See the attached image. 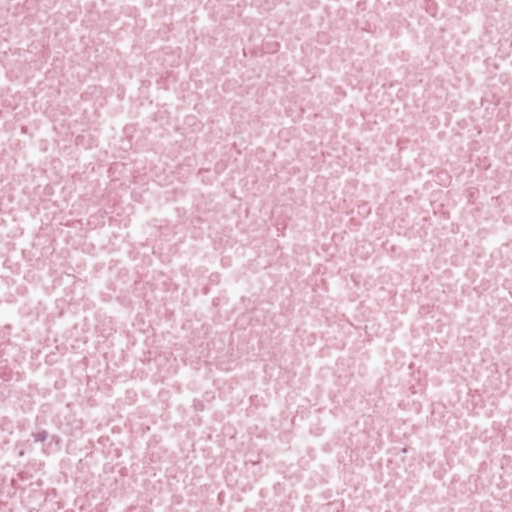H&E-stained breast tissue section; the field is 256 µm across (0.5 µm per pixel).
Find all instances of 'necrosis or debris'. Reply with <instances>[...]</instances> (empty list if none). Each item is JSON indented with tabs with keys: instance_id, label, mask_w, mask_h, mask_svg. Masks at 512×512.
<instances>
[{
	"instance_id": "obj_1",
	"label": "necrosis or debris",
	"mask_w": 512,
	"mask_h": 512,
	"mask_svg": "<svg viewBox=\"0 0 512 512\" xmlns=\"http://www.w3.org/2000/svg\"><path fill=\"white\" fill-rule=\"evenodd\" d=\"M0 512H512V0H0Z\"/></svg>"
}]
</instances>
